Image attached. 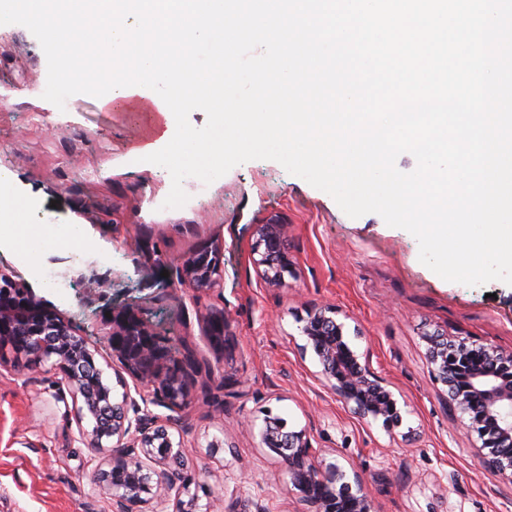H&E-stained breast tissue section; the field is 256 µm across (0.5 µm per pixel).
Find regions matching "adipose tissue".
Here are the masks:
<instances>
[{"label":"adipose tissue","mask_w":512,"mask_h":512,"mask_svg":"<svg viewBox=\"0 0 512 512\" xmlns=\"http://www.w3.org/2000/svg\"><path fill=\"white\" fill-rule=\"evenodd\" d=\"M30 207V198L17 192L10 172L0 171V233L10 236L16 247L29 260H36L40 251L48 246L76 247L72 236L73 223L47 221L28 224L24 216Z\"/></svg>","instance_id":"ef3b65f1"}]
</instances>
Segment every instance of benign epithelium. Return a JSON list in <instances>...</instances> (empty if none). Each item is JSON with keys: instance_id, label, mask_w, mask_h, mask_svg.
Returning a JSON list of instances; mask_svg holds the SVG:
<instances>
[{"instance_id": "benign-epithelium-1", "label": "benign epithelium", "mask_w": 512, "mask_h": 512, "mask_svg": "<svg viewBox=\"0 0 512 512\" xmlns=\"http://www.w3.org/2000/svg\"><path fill=\"white\" fill-rule=\"evenodd\" d=\"M250 256L268 286L284 285L285 276L292 273L286 225H257ZM221 259L219 247L202 248L182 262L179 278L198 292L218 288ZM204 321L214 352L223 356L233 340L224 311L211 310ZM302 322L303 349L313 351L324 383L361 417L380 420L387 429L399 426L402 414L395 393L371 368L369 355L350 341L336 308L314 307ZM425 341L436 377L448 387L449 405L480 442L482 468L511 483L512 351L435 334L427 335ZM0 347L11 348L29 371L41 372L48 364L61 375L73 403L91 421V430H80L82 438L92 452L104 455L105 468L98 470L95 491L110 503L112 512H134L141 505L169 501L173 512H213L211 505L200 504L193 480L183 475L181 485L175 486L171 468L180 466L185 452L168 424L140 413L138 400L128 390L121 403L114 404L113 387L96 362V349L73 332L61 313L1 269ZM108 348L112 361L137 382L152 387L168 409L177 412L188 406L194 385L188 356H177L135 309L112 315ZM91 379L96 384L89 387ZM113 439L116 445L110 448L108 442ZM258 447L286 462L290 491L308 505V512H371L361 476L353 474L350 482L338 465L315 461L306 428L288 429L286 422L268 414L259 431Z\"/></svg>"}]
</instances>
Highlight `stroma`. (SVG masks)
<instances>
[{
    "instance_id": "35a3bbf8",
    "label": "stroma",
    "mask_w": 512,
    "mask_h": 512,
    "mask_svg": "<svg viewBox=\"0 0 512 512\" xmlns=\"http://www.w3.org/2000/svg\"><path fill=\"white\" fill-rule=\"evenodd\" d=\"M46 81L37 38L0 25V169L37 194L46 218L82 225L83 256L48 249L36 266L22 265L1 238L0 267L97 347L112 330L111 311L132 306L176 351L194 355L200 384L189 406L169 413L147 389L145 410L170 418L216 512H306L289 490L287 464L258 445L268 413L310 429L319 463L364 476L372 512H512V484L480 469L476 437L449 407L424 340L462 336L512 350V285L443 280L420 262L411 233L375 213L349 217L272 160L233 167L202 197L184 181L188 202L162 210L170 174L136 155L159 136L156 114L108 110L81 94L60 109L43 99ZM270 221L287 225L294 266L278 288L250 260L256 225ZM213 243L223 246L221 285L200 293L177 270ZM42 268L66 288L48 287ZM322 305L336 308L390 382L401 426L358 417L319 380L300 319ZM213 309L235 337L220 356L204 326ZM80 427L59 374L29 376L10 349L0 350V512H111L94 493L100 464ZM215 438L223 445L213 450Z\"/></svg>"
}]
</instances>
